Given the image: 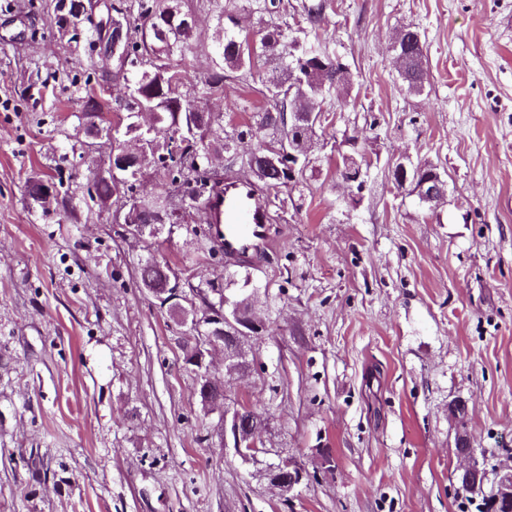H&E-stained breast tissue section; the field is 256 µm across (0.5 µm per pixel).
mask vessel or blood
<instances>
[{
  "label": "vessel or blood",
  "mask_w": 512,
  "mask_h": 512,
  "mask_svg": "<svg viewBox=\"0 0 512 512\" xmlns=\"http://www.w3.org/2000/svg\"><path fill=\"white\" fill-rule=\"evenodd\" d=\"M217 222L213 231L229 263L250 268L276 243L266 211L255 185L229 182L220 197L213 199Z\"/></svg>",
  "instance_id": "vessel-or-blood-1"
}]
</instances>
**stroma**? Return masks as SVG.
Instances as JSON below:
<instances>
[{"mask_svg": "<svg viewBox=\"0 0 512 512\" xmlns=\"http://www.w3.org/2000/svg\"><path fill=\"white\" fill-rule=\"evenodd\" d=\"M321 35L353 83L326 137L356 140L360 204L330 149L285 192L260 267L202 259L207 225L139 239L113 202L78 221L28 199L103 123L76 89L91 60L60 38L54 0H0V512H478L461 486L458 425L488 474L512 466V0H324ZM419 30L430 83L408 93L391 45ZM261 74L227 81L211 111L245 129ZM444 171L418 206L389 176L401 156ZM166 258L182 281L256 293L268 326L242 375L207 348L212 379L257 403L264 453L236 455L205 406L183 328L139 279ZM304 467L274 487L280 459ZM305 476V470L294 462L285 459L273 467L270 482L283 493H290Z\"/></svg>", "mask_w": 512, "mask_h": 512, "instance_id": "stroma-1", "label": "stroma"}]
</instances>
